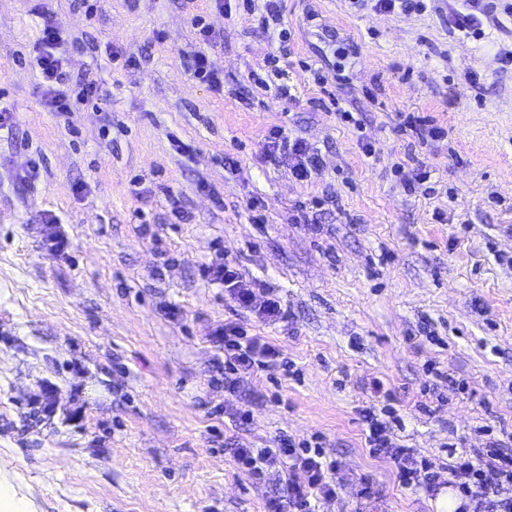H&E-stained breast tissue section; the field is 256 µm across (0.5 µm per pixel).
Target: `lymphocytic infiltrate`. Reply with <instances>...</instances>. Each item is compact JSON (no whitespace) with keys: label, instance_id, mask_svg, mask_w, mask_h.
Returning a JSON list of instances; mask_svg holds the SVG:
<instances>
[{"label":"lymphocytic infiltrate","instance_id":"f902f5d3","mask_svg":"<svg viewBox=\"0 0 512 512\" xmlns=\"http://www.w3.org/2000/svg\"><path fill=\"white\" fill-rule=\"evenodd\" d=\"M63 28L52 12H44L41 30V54L38 67L46 83L44 97L52 111L66 112L70 109L68 95L59 86L64 64L51 48L62 37ZM215 274L231 289L244 307H258L259 315L267 321H280L287 313L279 300L270 297L262 304H255L253 285L240 279L230 266L216 267ZM224 361L233 374L229 379L228 391H235L238 382L253 377L256 372L275 370L278 362L276 348L260 336L246 335L244 330L233 322L224 325ZM366 441L372 453L384 454L399 466L400 479L404 485L436 487L439 476L418 465L408 449L389 443L384 426L377 418L367 420ZM239 461L247 465L249 472L258 474L263 468L277 464L280 457L291 461L288 473L287 503H272V512H312L309 497L312 493L333 495L334 490L327 482V474L336 467L335 462L326 460L322 451H310L306 447H296L294 443L260 452L248 448L236 451ZM448 469L454 478V485L472 505V512H512V498L500 497L498 488L502 484H512V457L504 456L501 449L480 448L472 454L461 455L449 464Z\"/></svg>","mask_w":512,"mask_h":512}]
</instances>
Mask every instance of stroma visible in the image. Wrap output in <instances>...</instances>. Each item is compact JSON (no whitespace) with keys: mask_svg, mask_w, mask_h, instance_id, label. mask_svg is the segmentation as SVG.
Returning a JSON list of instances; mask_svg holds the SVG:
<instances>
[{"mask_svg":"<svg viewBox=\"0 0 512 512\" xmlns=\"http://www.w3.org/2000/svg\"><path fill=\"white\" fill-rule=\"evenodd\" d=\"M265 4L0 0V102L16 113L0 129V485L15 512H269L287 466L257 477L235 451L283 438L339 463L316 512H436L370 453L371 405L442 480L454 455L512 454V69L494 60L512 0L479 37L455 26L460 0H279L275 19ZM43 7L96 105H44ZM201 53L219 86L195 78ZM410 116L443 137L415 141ZM279 130L318 153L308 180L267 160ZM224 263L287 321L240 306L213 275ZM229 321L279 351L233 394ZM36 398L53 409L39 422ZM425 1L427 0H356V2H362L360 6H368V2H375L373 9L389 13H394L396 7L401 12L423 11L426 8Z\"/></svg>","mask_w":512,"mask_h":512,"instance_id":"obj_1","label":"stroma"}]
</instances>
